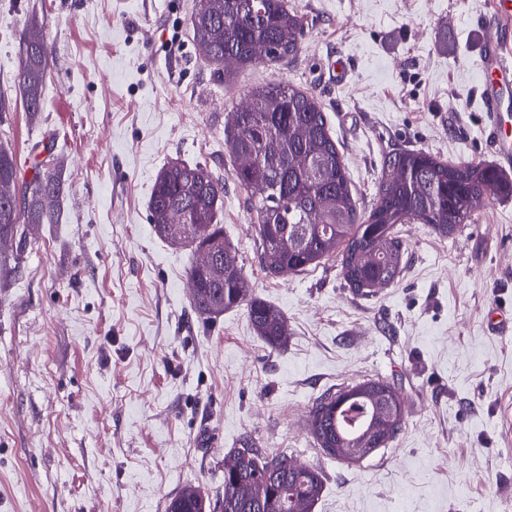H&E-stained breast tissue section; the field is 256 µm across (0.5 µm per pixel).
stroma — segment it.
I'll use <instances>...</instances> for the list:
<instances>
[{
    "instance_id": "35a3bbf8",
    "label": "stroma",
    "mask_w": 512,
    "mask_h": 512,
    "mask_svg": "<svg viewBox=\"0 0 512 512\" xmlns=\"http://www.w3.org/2000/svg\"><path fill=\"white\" fill-rule=\"evenodd\" d=\"M490 0H288L302 17L297 55L241 68L230 84L194 46L195 0H0V124L22 178L31 147L53 140L65 188L55 224L0 248V512H164L182 487L221 491L242 441L318 466L313 512H512V199L453 236L401 235L409 263L377 295L355 294L340 261L272 276L256 215L224 151L228 112L252 86L287 81L315 95L369 212L385 155L421 149L494 162L483 134L475 21ZM50 50L43 110L18 87L29 16ZM343 61L347 83L329 76ZM224 182L220 222L249 294L288 324L282 349L245 308L216 320L190 303V249L157 237L149 200L169 161ZM394 384L401 431L357 463L315 444L309 411L326 391Z\"/></svg>"
}]
</instances>
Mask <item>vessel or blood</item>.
I'll use <instances>...</instances> for the list:
<instances>
[{"label": "vessel or blood", "mask_w": 512, "mask_h": 512, "mask_svg": "<svg viewBox=\"0 0 512 512\" xmlns=\"http://www.w3.org/2000/svg\"><path fill=\"white\" fill-rule=\"evenodd\" d=\"M481 50L479 72L483 83L481 100L488 116L486 137L501 167H512V123L503 105L512 98V43L504 32L512 26V0H492L479 18Z\"/></svg>", "instance_id": "obj_1"}]
</instances>
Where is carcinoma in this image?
Here are the masks:
<instances>
[{
    "label": "carcinoma",
    "mask_w": 512,
    "mask_h": 512,
    "mask_svg": "<svg viewBox=\"0 0 512 512\" xmlns=\"http://www.w3.org/2000/svg\"><path fill=\"white\" fill-rule=\"evenodd\" d=\"M200 56L227 84L235 69L276 64L297 55L302 18L286 0H198L190 18ZM21 103L30 118L42 111L48 68L47 44L38 17L28 22L20 46ZM224 151L234 159L233 179L254 194L259 260L271 275L304 272L340 256L341 274L364 296L394 284L408 264L398 227L414 222L441 236L477 221L481 205L512 198V176L483 161L450 162L423 150L388 154L369 213L357 209L351 181L319 100L286 82L259 84L227 114ZM18 182L17 156L0 141V246L25 247L28 224H55L62 187L56 166L33 163ZM224 182L205 164L169 163L158 172L150 197L155 234L193 249L191 303L207 319L246 307L255 334L282 347L287 321L275 306L247 294L238 251L224 240L219 213ZM323 394L309 412L312 437L334 458L350 460L347 448H371L401 430L403 408L393 385L368 380ZM323 488L321 470L286 455L267 456L242 443L236 463L224 472V490L211 498L188 485L165 512H311Z\"/></svg>",
    "instance_id": "obj_1"
}]
</instances>
